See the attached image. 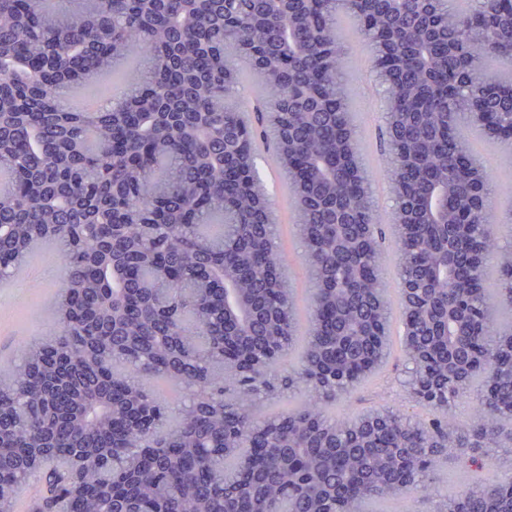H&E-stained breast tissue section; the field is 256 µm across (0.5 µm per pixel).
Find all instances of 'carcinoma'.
<instances>
[{
  "label": "carcinoma",
  "mask_w": 512,
  "mask_h": 512,
  "mask_svg": "<svg viewBox=\"0 0 512 512\" xmlns=\"http://www.w3.org/2000/svg\"><path fill=\"white\" fill-rule=\"evenodd\" d=\"M341 15L383 87L386 224ZM109 74L100 111L66 108ZM479 117L512 146V0H0V279L49 242L61 266L55 328L0 366V481L82 450L28 512H512V476L482 475L512 444V208ZM397 357L425 417L341 410ZM450 460L470 488L441 492ZM269 167L270 162L268 155L262 154L258 157L256 160V168L260 175L266 180L272 199L275 202L276 213L282 219V223L278 224L279 232L282 236L284 247L288 252V254H286L287 256L289 255V259L292 260L301 249L298 244V239L295 236L294 229L288 220V211L290 209L286 208V203L282 197V184L285 182V179L281 172L279 176H276V173L270 172Z\"/></svg>",
  "instance_id": "carcinoma-1"
}]
</instances>
